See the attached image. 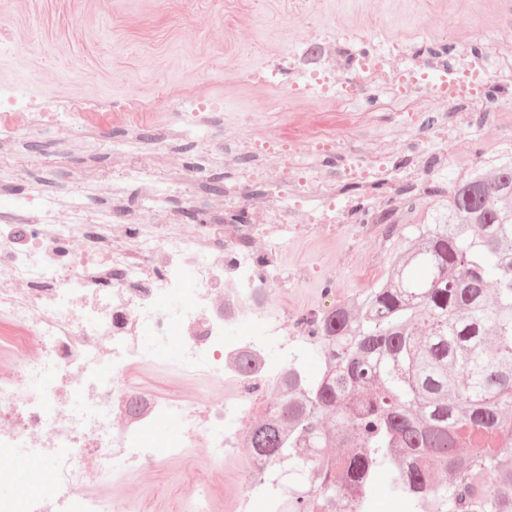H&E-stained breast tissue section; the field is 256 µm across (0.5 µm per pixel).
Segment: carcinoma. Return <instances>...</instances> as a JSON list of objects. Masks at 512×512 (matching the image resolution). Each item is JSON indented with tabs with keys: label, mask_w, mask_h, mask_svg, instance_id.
Returning a JSON list of instances; mask_svg holds the SVG:
<instances>
[{
	"label": "carcinoma",
	"mask_w": 512,
	"mask_h": 512,
	"mask_svg": "<svg viewBox=\"0 0 512 512\" xmlns=\"http://www.w3.org/2000/svg\"><path fill=\"white\" fill-rule=\"evenodd\" d=\"M434 194L249 428L272 491L285 467L300 487L281 512H355L380 471L415 512H512V150Z\"/></svg>",
	"instance_id": "obj_1"
}]
</instances>
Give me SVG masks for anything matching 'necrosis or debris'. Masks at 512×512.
<instances>
[{
    "mask_svg": "<svg viewBox=\"0 0 512 512\" xmlns=\"http://www.w3.org/2000/svg\"><path fill=\"white\" fill-rule=\"evenodd\" d=\"M315 43L324 54L313 68L294 69L282 52L244 75L282 93L293 116L288 136L242 145L254 162L225 195L224 209L250 214L246 232L186 226L143 164L127 167L121 179L147 190L155 207L130 219L101 206L95 184L65 201L23 185L17 170L0 172V181L21 184L15 209L26 224L22 243L15 225L0 224V447L11 451L0 484L14 490L0 499V512H280L255 458L238 456L242 423L270 414L293 355L310 346L311 321L338 305L337 268L365 285L384 273L380 254L364 248L384 237L375 221L384 200H371L366 217L350 223L351 205L321 184L313 161L336 153L337 180L365 186L389 174V161L380 153L364 161L360 149L337 137L336 124L319 122L301 134L307 107L335 113L336 123L352 121L356 97L382 86L409 129L418 128L426 104L467 103L497 113L500 135L512 138V112L495 101L437 92L439 79L486 78L479 61L446 68L421 59L411 39L374 42L357 25L323 29ZM287 70L295 79L285 86L279 76ZM163 108L181 115L170 141L156 144L167 153L172 142L198 141L199 115L222 105L179 88L122 103L59 96L44 104L0 84V112L12 117L14 135L134 113L112 145L116 153L134 149ZM121 222L127 228L115 234ZM248 234L266 240L265 252L250 248ZM340 239L347 248L339 264L309 266L306 284L316 290L307 292L283 262L284 244L323 252ZM245 355L255 362L248 373L238 366ZM149 371L174 388H156L145 378ZM216 387L225 390L218 402L210 396ZM169 423L174 432L153 447L149 435ZM228 460L236 463L226 471V484L237 487L232 496L225 484L197 477L200 464L225 471ZM43 468L52 470V483L38 481ZM148 468L177 473L187 493L144 502L116 494L119 480Z\"/></svg>",
    "mask_w": 512,
    "mask_h": 512,
    "instance_id": "necrosis-or-debris-1",
    "label": "necrosis or debris"
}]
</instances>
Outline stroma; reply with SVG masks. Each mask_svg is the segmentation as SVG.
Returning <instances> with one entry per match:
<instances>
[{"instance_id":"obj_1","label":"stroma","mask_w":512,"mask_h":512,"mask_svg":"<svg viewBox=\"0 0 512 512\" xmlns=\"http://www.w3.org/2000/svg\"><path fill=\"white\" fill-rule=\"evenodd\" d=\"M248 21L228 25L225 0H22L0 23V83L18 86L31 98L54 95L95 97L111 101L152 97L163 87H191L208 80L209 93L224 104L210 113L213 142L231 144L255 134L243 114L262 113L267 131L285 127L288 108L276 95L254 90L242 80L244 71L263 65L274 52L311 38V27L292 16L289 0H238ZM315 16L325 22H359L384 38L417 40L419 51L449 47V62L468 56L486 59L498 68L512 48H487L478 25L469 18V0H314ZM431 36H423L424 27ZM469 27L470 38L459 36ZM425 123L409 131L398 113L381 108L366 111L358 122L342 126L341 137L368 141L394 159L399 173L431 164L433 186L445 189L462 171L458 158L481 147L507 150L496 131V116L470 110L472 130L481 142L464 137L441 146L439 155L421 159L407 150L410 138L432 141L434 131L452 125L455 113L430 104ZM120 124L60 131L47 125L21 136L18 146L0 147V167L25 173L49 193L76 192L85 180L101 182L102 206L123 202L126 210L148 207L135 188L117 184L118 161L112 143L122 138Z\"/></svg>"}]
</instances>
